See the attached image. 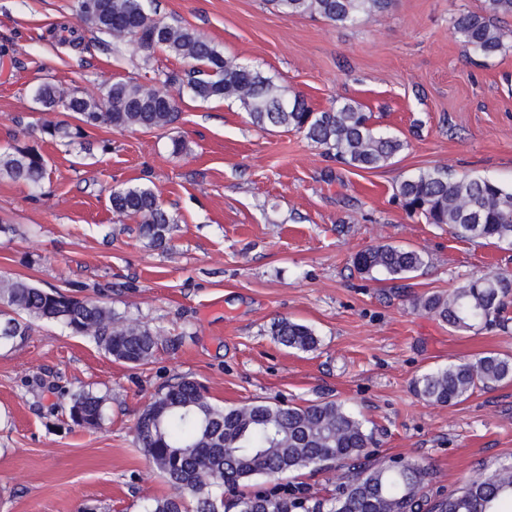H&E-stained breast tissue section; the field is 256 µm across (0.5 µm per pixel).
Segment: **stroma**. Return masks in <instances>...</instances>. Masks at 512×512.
Returning a JSON list of instances; mask_svg holds the SVG:
<instances>
[{"mask_svg":"<svg viewBox=\"0 0 512 512\" xmlns=\"http://www.w3.org/2000/svg\"><path fill=\"white\" fill-rule=\"evenodd\" d=\"M485 0H392L356 27L283 17L267 0H153L151 13L194 28L226 57L259 68L315 110L350 99L405 143L394 164L343 166L302 134L260 129L232 100L182 97L174 129L91 133L89 149L43 143L42 193L0 180V278L101 295L168 337L150 361L113 360L58 324L0 347V512H145L170 494L134 442L138 412L180 377L224 406L335 400L373 428L372 459L428 469L437 500L512 459V382L440 406L413 391L428 371L486 352L512 357V320L451 330L414 296L448 293L484 274H512V243L459 239L409 216L395 186L448 167L512 186V18L505 53L477 55L454 35L461 10ZM64 24L79 46L51 38ZM76 0H0V149L47 120L33 99L51 82L89 95L118 80L146 82L179 68L135 42L104 50ZM186 141L173 154L172 138ZM157 188L177 219L168 249L144 247L133 219L113 213L109 189ZM424 250L428 264L394 288L360 274L353 256L380 244ZM311 326L316 350L274 340L280 318ZM108 399L98 429L74 427L71 393Z\"/></svg>","mask_w":512,"mask_h":512,"instance_id":"obj_1","label":"stroma"}]
</instances>
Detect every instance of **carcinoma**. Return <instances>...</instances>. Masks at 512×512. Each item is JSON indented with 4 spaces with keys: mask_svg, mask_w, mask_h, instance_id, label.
<instances>
[{
    "mask_svg": "<svg viewBox=\"0 0 512 512\" xmlns=\"http://www.w3.org/2000/svg\"><path fill=\"white\" fill-rule=\"evenodd\" d=\"M284 17L310 16L341 25H357L385 11L392 0H270ZM83 23L120 42L130 38L151 51L160 49L188 64L162 73L156 80L107 84L97 97L43 83L34 99L48 112L59 108L75 115L77 124L47 121L42 133L62 146L88 137L87 130L109 127L118 132L171 127L180 117L169 88L191 99L234 100L252 124L303 134L326 154L351 169L386 167L404 148L398 136L374 128L372 114L353 102H338L314 111L298 94L261 70L224 56L218 45L196 30L171 24L147 13L144 0H77ZM501 17L512 18V0H487L480 10H463L453 20L454 33L484 57L505 51ZM61 43H80L77 31L59 25L50 31ZM47 176V160L36 144H15L0 152V179L38 188ZM395 195L411 216L429 224H445L461 239L512 243V187L481 176L454 175L445 166L421 169L403 178ZM112 211L138 220L140 241L164 249L175 218L150 186L110 189ZM426 254L392 244L358 252L354 265L362 274L383 273L393 281L411 278L426 266ZM512 303V275L497 273L472 279L448 294L422 295L415 308L432 314L455 330L503 324ZM44 322H56L71 333L92 339L106 354L127 365L148 362L165 342L160 332L137 318L117 312L95 297L45 290L24 279L0 280V346H14ZM272 336L283 346L308 352L317 349L315 330L299 321L275 322ZM512 381V357L488 352L473 361L426 372L413 383L415 394L436 405H451L478 387ZM106 399L90 391L71 394L68 417L74 426L96 427L105 420ZM135 440L151 466L174 493L157 498L147 512H229L257 502L261 512H507L512 505V461L481 473L462 488L434 503L424 495L426 468L391 459L375 463L368 448L374 432L343 404L333 400L307 405L258 401L242 406L214 403L197 381L182 377L157 392L136 418ZM340 466L341 491L315 499L299 486L276 484L245 495L257 477Z\"/></svg>",
    "mask_w": 512,
    "mask_h": 512,
    "instance_id": "cac0c4a2",
    "label": "carcinoma"
}]
</instances>
